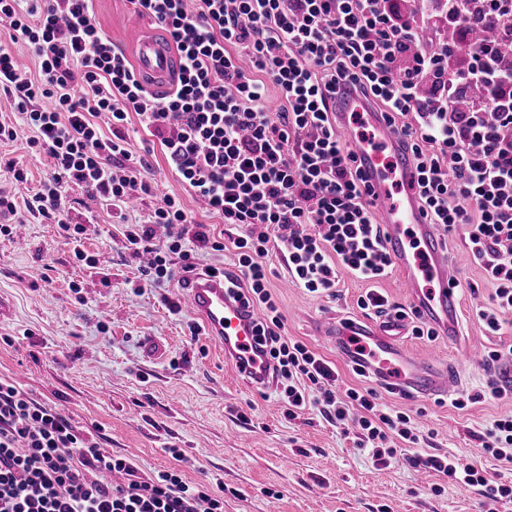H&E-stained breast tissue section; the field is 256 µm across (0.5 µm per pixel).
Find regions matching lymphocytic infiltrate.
Listing matches in <instances>:
<instances>
[{"label":"lymphocytic infiltrate","mask_w":512,"mask_h":512,"mask_svg":"<svg viewBox=\"0 0 512 512\" xmlns=\"http://www.w3.org/2000/svg\"><path fill=\"white\" fill-rule=\"evenodd\" d=\"M130 2L180 57L165 97L151 94L103 35L95 0H0V21L39 64L31 74L0 45V99L22 120L0 122V144L27 128L29 148L55 168L26 203L0 189V216L26 206L57 224L75 259L93 267L86 227L72 222L62 187L83 188L120 214L130 199L150 200L144 222L123 227L128 249L149 256L144 281L160 287L176 270H196L199 251L231 252L239 275L228 289L258 315L288 418L316 408L370 449L376 465L434 472L477 491L481 512H500L512 503V480L447 451L417 452L422 434L412 411L342 386L335 365L285 334L268 260L280 253L296 287L328 298L342 275L373 284L392 271L361 163L328 107L345 84L405 135L430 223L446 235L465 228L470 256L494 287L472 315L488 335H502L512 320V65L504 62L512 0H443L438 17L411 0ZM440 27L460 41L424 47V33ZM490 29L496 39H484ZM273 92L281 102L275 113ZM459 100L466 110H455ZM133 114L178 182L223 223L239 226L237 237L195 223L181 198L152 203L151 165L129 151L124 133ZM157 225L166 230L160 245ZM357 306L412 319L414 336H437L415 310L373 287ZM0 512H224V498L176 469L142 471L0 379Z\"/></svg>","instance_id":"f902f5d3"}]
</instances>
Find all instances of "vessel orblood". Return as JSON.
<instances>
[{
  "mask_svg": "<svg viewBox=\"0 0 512 512\" xmlns=\"http://www.w3.org/2000/svg\"><path fill=\"white\" fill-rule=\"evenodd\" d=\"M134 63L155 95L167 94L177 80V55L151 31H143ZM338 107L336 132L359 156L386 247L414 306L442 335L457 338L460 300L452 262L440 248L436 225L421 211L417 173L403 136L353 95H343ZM178 301L202 319L209 339L222 348L225 363L250 388L273 385V367L258 343L255 319L225 291L223 275L188 278L178 291ZM323 334L342 342L344 356L364 364L383 383L424 394H443L461 385L437 365L404 354L398 323L369 328L344 319L328 323Z\"/></svg>",
  "mask_w": 512,
  "mask_h": 512,
  "instance_id": "obj_1",
  "label": "vessel or blood"
}]
</instances>
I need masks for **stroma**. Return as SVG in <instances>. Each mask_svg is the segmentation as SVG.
I'll use <instances>...</instances> for the list:
<instances>
[{"mask_svg":"<svg viewBox=\"0 0 512 512\" xmlns=\"http://www.w3.org/2000/svg\"><path fill=\"white\" fill-rule=\"evenodd\" d=\"M98 27L122 51L135 40L129 0H96ZM28 130L0 145V156L19 161L28 180L16 183L0 171V186L29 199L54 169L47 156H31ZM132 152L151 150L152 176L162 192L180 196L200 224L215 217L172 176L161 149L153 148L138 118L126 126ZM66 194L73 221L87 228L89 254H108L110 263L91 268L76 262L57 224L19 209L24 234L0 238V378L24 370L21 387L31 398L98 437L106 451L129 457L145 472L182 471L189 482H205L224 494V512H479L476 491L452 486L434 493L438 477L402 465L373 466L366 452L327 423L318 411L288 419L274 390L246 387L205 336H194V316L171 313L168 301L178 281L154 288L138 272L144 257L126 247L110 207L76 187ZM461 296L458 343L405 334L401 345L430 357L440 351L449 370L463 380V394L482 388L493 369L474 364L467 352L492 347L470 312L488 300L493 287L471 260L465 234L444 243ZM269 289L288 336L332 361L348 385L359 384L334 346L319 340L321 323L357 318L367 283L343 276L338 299H317L296 288L279 257L269 259ZM381 401L419 412L429 452L455 451L492 473L512 479V463L479 454L480 437L496 417L512 413V398L486 399L456 409L451 398H407L377 388Z\"/></svg>","mask_w":512,"mask_h":512,"instance_id":"obj_1","label":"stroma"}]
</instances>
